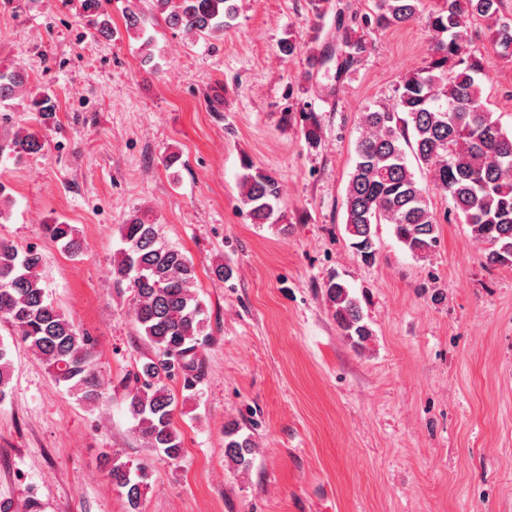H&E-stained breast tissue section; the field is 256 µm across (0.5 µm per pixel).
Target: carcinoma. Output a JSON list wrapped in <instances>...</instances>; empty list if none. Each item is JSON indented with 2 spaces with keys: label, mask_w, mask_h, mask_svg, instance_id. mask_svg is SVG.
I'll use <instances>...</instances> for the list:
<instances>
[{
  "label": "carcinoma",
  "mask_w": 512,
  "mask_h": 512,
  "mask_svg": "<svg viewBox=\"0 0 512 512\" xmlns=\"http://www.w3.org/2000/svg\"><path fill=\"white\" fill-rule=\"evenodd\" d=\"M151 14L162 15L183 35L198 39L224 37L235 19L234 0H150ZM110 0H81V10L95 28L106 33L111 24ZM422 0H379L377 12L361 18L362 26L390 28L416 19ZM469 20L488 22L494 52L512 59V18L501 13L500 0H440L429 16L439 36L430 59L404 78L391 103L368 105L359 113L356 160L345 197V231L365 262L376 257V229L392 226L411 256L423 258L439 243V221L431 209L429 189L452 202L454 220L468 225L472 237L485 246L491 264L512 265V128L503 126L485 104L480 81L489 61L467 51L463 37ZM126 30L142 40V61H153L152 38L145 37L141 18L127 17ZM343 57L338 73L349 71L367 51L364 39L350 29L341 39ZM28 74L17 67L0 69V105L26 91ZM31 112L47 121L57 112L53 98H31ZM43 148L40 137L19 128L0 138V158L21 161ZM241 201L255 224L277 223V180L266 171L246 165ZM48 236L62 249L77 255L82 243L76 229L57 220L45 225ZM124 244L112 262V278L127 283L134 319L151 349L134 375L135 385L125 402L148 447L170 461L184 454L173 428L175 398L165 380L182 373L187 386L196 382L198 352L206 341V312L194 291L195 267L178 248L161 241L159 225L136 211L120 225ZM336 324L354 347L372 335L361 300L337 278L325 284ZM0 323L28 345L56 383L89 406L101 403L104 393L88 337L48 298L41 273V255L0 241ZM12 361L0 345V400L11 381ZM254 444L231 427L224 433V456L236 468L251 464ZM113 484L123 490L129 512H138L149 483L148 466H132L117 457H104Z\"/></svg>",
  "instance_id": "cac0c4a2"
}]
</instances>
